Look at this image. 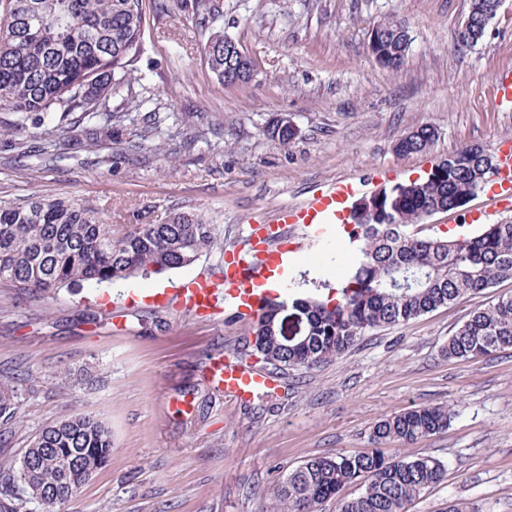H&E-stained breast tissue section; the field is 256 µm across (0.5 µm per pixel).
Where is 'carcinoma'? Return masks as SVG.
<instances>
[{
	"label": "carcinoma",
	"mask_w": 512,
	"mask_h": 512,
	"mask_svg": "<svg viewBox=\"0 0 512 512\" xmlns=\"http://www.w3.org/2000/svg\"><path fill=\"white\" fill-rule=\"evenodd\" d=\"M498 8L494 0H470L457 33L464 46L483 38ZM199 27L209 32L205 61L218 81H245L239 58L224 55L231 37L220 25V0H195ZM149 20L143 0H0V112L24 129L31 117L52 119L40 166L76 153L88 142H112L133 126L125 142L135 153L157 149L170 112L144 114L112 105L141 96L134 68L142 55ZM410 39L400 22L378 25L369 52L385 68L400 71ZM286 145L297 137L279 119L268 127ZM434 129L424 126L400 139V154L431 150ZM495 156L483 147H462L440 158L425 178L400 182L360 198L347 232L355 260L324 299L292 291L288 305L302 319L293 340L278 330L282 302L270 301L249 320L250 355L273 369H312L341 358L370 330L395 327L439 307L512 280V222L480 224L456 236L423 233L429 216L463 207L484 190ZM217 243L215 225L197 214L176 213L164 223L114 224L103 210L77 196L53 193L21 202L0 201V288L50 296L63 288L113 284L169 272L195 262ZM512 348V294L473 311L443 347L444 356L467 361ZM18 388L0 381V426L17 423ZM447 405L406 408L372 426L371 448L338 451L305 460L279 480L267 512H410L423 493L441 484L447 466L432 456L389 457L383 446L412 445L444 432ZM112 453V435L100 420L74 414L45 427L18 464L0 466V512H64L68 489L82 486ZM357 486L358 496L341 495Z\"/></svg>",
	"instance_id": "carcinoma-1"
}]
</instances>
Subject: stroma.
Returning <instances> with one entry per match:
<instances>
[{
  "label": "stroma",
  "mask_w": 512,
  "mask_h": 512,
  "mask_svg": "<svg viewBox=\"0 0 512 512\" xmlns=\"http://www.w3.org/2000/svg\"><path fill=\"white\" fill-rule=\"evenodd\" d=\"M156 1L144 0L142 109L182 113L200 129L216 123L218 134L189 150L176 135L139 160L90 144L41 170L0 131V200L73 193L116 224L203 216L218 243L170 271L169 287L217 268L250 225L306 203L319 185L346 180L364 196L428 173L462 146L493 151L512 140V110L494 100L499 75L512 71V0L471 48L456 41L470 0H224V32L255 63L253 78L235 84L207 67L206 37L183 0H160V12ZM388 21L404 22L411 38L398 72L368 50ZM280 118L297 130L285 146L266 134ZM421 126L436 130L433 149L399 154V139ZM347 250L333 232L300 249L289 286L335 283ZM154 286L150 276L44 298L0 288V379L16 381L20 416L0 463L75 412L112 433L111 456L69 512H265L273 486L304 460L366 451L377 420L444 404L455 410L445 432L388 448L447 466L445 482L410 512H444L457 499L475 512H512V348L469 361L442 353L471 312L512 293V281L368 332L341 359L277 371L270 390L242 398L225 393L216 369L239 357L246 320L230 309L210 323L129 302L133 289ZM67 369L88 375L70 381Z\"/></svg>",
  "instance_id": "stroma-1"
}]
</instances>
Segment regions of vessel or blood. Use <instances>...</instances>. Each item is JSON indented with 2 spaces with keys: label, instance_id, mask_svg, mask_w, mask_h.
Here are the masks:
<instances>
[{
  "label": "vessel or blood",
  "instance_id": "1",
  "mask_svg": "<svg viewBox=\"0 0 512 512\" xmlns=\"http://www.w3.org/2000/svg\"><path fill=\"white\" fill-rule=\"evenodd\" d=\"M353 192V183L338 181L324 186L302 206L279 210L273 220L252 227L247 253L226 257L218 272L195 277L165 291L161 295L162 304L177 306L205 321L219 320L228 308L242 317L256 315L268 294L267 282L281 280L283 276L285 248L280 241L285 226L296 224L301 226L305 238H322L330 224L341 219ZM489 195L496 205L512 207L510 147L498 150L497 170ZM221 377L225 391L236 397L271 385L265 374L246 369L232 358L225 359Z\"/></svg>",
  "mask_w": 512,
  "mask_h": 512
}]
</instances>
